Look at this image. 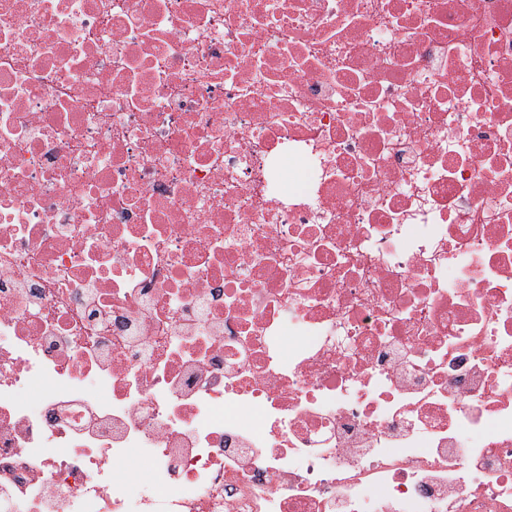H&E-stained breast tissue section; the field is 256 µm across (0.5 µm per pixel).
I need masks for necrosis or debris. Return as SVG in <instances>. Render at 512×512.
Returning <instances> with one entry per match:
<instances>
[{
  "mask_svg": "<svg viewBox=\"0 0 512 512\" xmlns=\"http://www.w3.org/2000/svg\"><path fill=\"white\" fill-rule=\"evenodd\" d=\"M0 512H512V0H0Z\"/></svg>",
  "mask_w": 512,
  "mask_h": 512,
  "instance_id": "obj_1",
  "label": "necrosis or debris"
}]
</instances>
